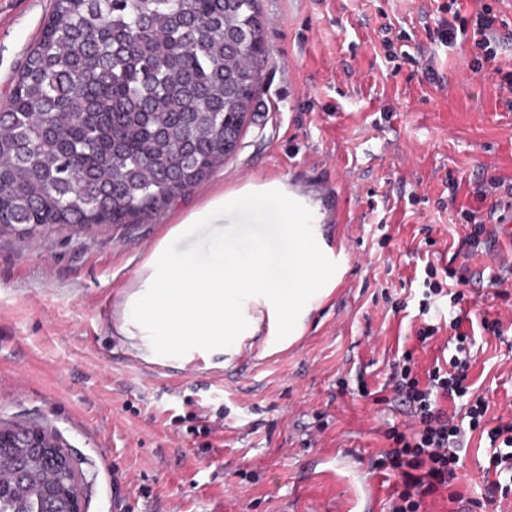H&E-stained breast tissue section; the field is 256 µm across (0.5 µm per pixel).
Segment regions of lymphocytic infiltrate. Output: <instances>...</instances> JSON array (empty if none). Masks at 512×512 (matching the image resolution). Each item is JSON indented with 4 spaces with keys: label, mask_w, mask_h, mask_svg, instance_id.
<instances>
[{
    "label": "lymphocytic infiltrate",
    "mask_w": 512,
    "mask_h": 512,
    "mask_svg": "<svg viewBox=\"0 0 512 512\" xmlns=\"http://www.w3.org/2000/svg\"><path fill=\"white\" fill-rule=\"evenodd\" d=\"M499 23L498 15L486 4L468 17L456 11L451 18H438L435 26L442 43L451 45L460 38L471 41L473 57L468 68L477 74L497 55ZM460 216L467 228L459 247L463 261L459 267L445 271L454 290L445 292L442 282L436 279V266L426 263L420 315L429 313L432 297L444 293L449 294L451 306L466 301L463 288L471 282L468 262L487 243L491 233L474 211L461 210ZM462 322V317L456 316L449 323L456 353L448 366H434L422 379L412 368V353H403L401 361L393 365L394 390L402 404L408 406L411 421L403 430L391 427L387 434L388 448L371 462L372 468L392 471L401 481L402 488L393 499L390 512H419L422 497L442 489L447 490L449 502L462 500L464 494L457 488L459 451L466 432L481 428L486 429L494 449L485 469L490 477L486 498L491 501L497 492L512 490V422L487 427L485 417L489 405L484 396L471 391L467 382L470 347L469 335L461 329ZM443 397L466 398L464 414L451 415L444 411L439 404Z\"/></svg>",
    "instance_id": "lymphocytic-infiltrate-1"
}]
</instances>
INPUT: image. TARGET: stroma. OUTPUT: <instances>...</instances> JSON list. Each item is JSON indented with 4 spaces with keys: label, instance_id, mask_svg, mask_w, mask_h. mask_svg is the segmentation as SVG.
I'll list each match as a JSON object with an SVG mask.
<instances>
[{
    "label": "stroma",
    "instance_id": "obj_1",
    "mask_svg": "<svg viewBox=\"0 0 512 512\" xmlns=\"http://www.w3.org/2000/svg\"><path fill=\"white\" fill-rule=\"evenodd\" d=\"M446 2L259 0L268 52L223 167L137 224L55 225L33 248L0 232V418L60 430L86 459L88 512H389L401 484L371 460L408 421L391 364L409 350L423 373L451 355L449 327L425 347L415 335L425 234L435 265H449L467 232L459 212L474 209L493 230L469 263L470 312L512 308L498 295L512 293V231L490 215L512 197V110L494 88L512 69V0H487L506 25L471 77L470 42L429 37ZM53 8L0 0V108ZM270 179L320 201L347 264L336 290L282 350L266 351L260 333L228 362L146 359L118 331L142 258L215 187ZM471 353L490 425L512 422V327L476 336ZM193 415L222 427L189 433ZM489 453L476 436L463 449L465 497L483 493Z\"/></svg>",
    "mask_w": 512,
    "mask_h": 512
}]
</instances>
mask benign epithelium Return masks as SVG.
<instances>
[{
  "label": "benign epithelium",
  "instance_id": "benign-epithelium-1",
  "mask_svg": "<svg viewBox=\"0 0 512 512\" xmlns=\"http://www.w3.org/2000/svg\"><path fill=\"white\" fill-rule=\"evenodd\" d=\"M0 512H88L80 458L57 428L0 420Z\"/></svg>",
  "mask_w": 512,
  "mask_h": 512
}]
</instances>
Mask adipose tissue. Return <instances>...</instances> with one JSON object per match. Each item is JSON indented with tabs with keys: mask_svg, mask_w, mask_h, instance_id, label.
Segmentation results:
<instances>
[{
	"mask_svg": "<svg viewBox=\"0 0 512 512\" xmlns=\"http://www.w3.org/2000/svg\"><path fill=\"white\" fill-rule=\"evenodd\" d=\"M269 217L273 226L256 231ZM322 220L319 203L282 179L214 190L142 259L123 303L122 335L175 359L233 354L264 323L292 344L339 282Z\"/></svg>",
	"mask_w": 512,
	"mask_h": 512,
	"instance_id": "ef3b65f1",
	"label": "adipose tissue"
}]
</instances>
